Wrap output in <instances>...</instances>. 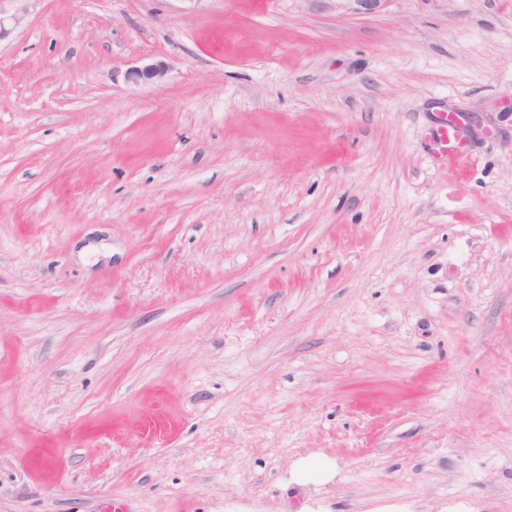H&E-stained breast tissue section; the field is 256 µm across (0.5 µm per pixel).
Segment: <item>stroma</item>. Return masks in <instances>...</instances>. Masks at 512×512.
Wrapping results in <instances>:
<instances>
[{"mask_svg": "<svg viewBox=\"0 0 512 512\" xmlns=\"http://www.w3.org/2000/svg\"><path fill=\"white\" fill-rule=\"evenodd\" d=\"M4 8L0 512H512V0ZM169 71V65L163 60H158L143 66L131 67L125 72V81L132 85L142 83H161ZM436 150L439 155L454 160L468 159L467 142L461 136L460 125L445 119L438 131Z\"/></svg>", "mask_w": 512, "mask_h": 512, "instance_id": "stroma-1", "label": "stroma"}]
</instances>
